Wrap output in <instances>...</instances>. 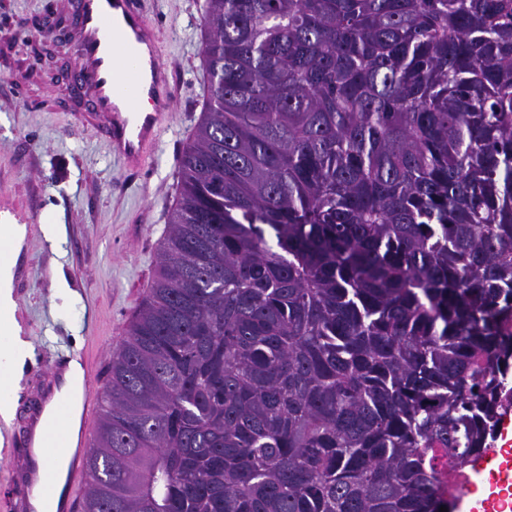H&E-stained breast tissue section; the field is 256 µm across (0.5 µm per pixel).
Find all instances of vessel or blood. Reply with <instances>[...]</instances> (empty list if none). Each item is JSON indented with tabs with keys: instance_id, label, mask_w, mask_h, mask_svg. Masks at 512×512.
<instances>
[{
	"instance_id": "vessel-or-blood-1",
	"label": "vessel or blood",
	"mask_w": 512,
	"mask_h": 512,
	"mask_svg": "<svg viewBox=\"0 0 512 512\" xmlns=\"http://www.w3.org/2000/svg\"><path fill=\"white\" fill-rule=\"evenodd\" d=\"M65 10L70 16L67 38L76 59L60 110L97 125L113 156L129 172L146 171L175 96L171 73L161 59L158 27L142 0H67ZM141 99L148 101V108H138ZM82 370L87 394L81 405L80 451L90 445L91 423L100 408L91 393L94 370L87 363ZM35 436L34 424H27L9 454L6 480L12 493L0 499V512H37L35 504L51 474L33 451ZM80 451L71 460L56 512H77L80 506L87 478Z\"/></svg>"
}]
</instances>
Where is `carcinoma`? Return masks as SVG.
I'll return each instance as SVG.
<instances>
[{"instance_id":"1","label":"carcinoma","mask_w":512,"mask_h":512,"mask_svg":"<svg viewBox=\"0 0 512 512\" xmlns=\"http://www.w3.org/2000/svg\"><path fill=\"white\" fill-rule=\"evenodd\" d=\"M210 94L82 512H440L512 375V0H206Z\"/></svg>"}]
</instances>
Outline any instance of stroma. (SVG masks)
<instances>
[{"label": "stroma", "mask_w": 512, "mask_h": 512, "mask_svg": "<svg viewBox=\"0 0 512 512\" xmlns=\"http://www.w3.org/2000/svg\"><path fill=\"white\" fill-rule=\"evenodd\" d=\"M48 0H0V223L25 224L13 258L19 337L29 357L11 385L35 384L50 360L87 352L105 384L113 351L151 288L178 197L180 163L205 108L204 0H142L175 74L168 128L148 170L130 175L98 130L57 107V74L75 52L36 38ZM64 229L58 239L42 228Z\"/></svg>", "instance_id": "35a3bbf8"}]
</instances>
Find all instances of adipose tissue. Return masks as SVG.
Returning <instances> with one entry per match:
<instances>
[{"label":"adipose tissue","mask_w":512,"mask_h":512,"mask_svg":"<svg viewBox=\"0 0 512 512\" xmlns=\"http://www.w3.org/2000/svg\"><path fill=\"white\" fill-rule=\"evenodd\" d=\"M26 235L22 224L0 225V420L10 421L15 413V405L10 391L9 377L17 372L27 357V346L18 337L15 317L16 301L13 296V262L11 253L17 252ZM83 372L78 360H71L65 372L66 385L56 398L59 411L50 413L37 428L38 436L69 427L76 419L74 409L68 402L82 389Z\"/></svg>","instance_id":"ef3b65f1"}]
</instances>
